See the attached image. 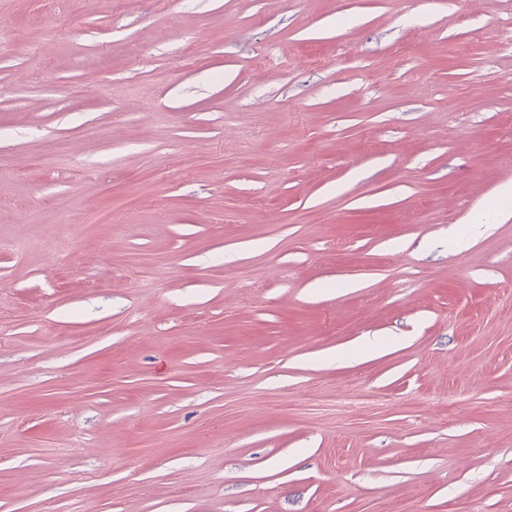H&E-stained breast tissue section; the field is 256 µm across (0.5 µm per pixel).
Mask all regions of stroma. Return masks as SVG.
<instances>
[{
    "instance_id": "35a3bbf8",
    "label": "stroma",
    "mask_w": 512,
    "mask_h": 512,
    "mask_svg": "<svg viewBox=\"0 0 512 512\" xmlns=\"http://www.w3.org/2000/svg\"><path fill=\"white\" fill-rule=\"evenodd\" d=\"M511 184L512 0H0V512H512Z\"/></svg>"
}]
</instances>
